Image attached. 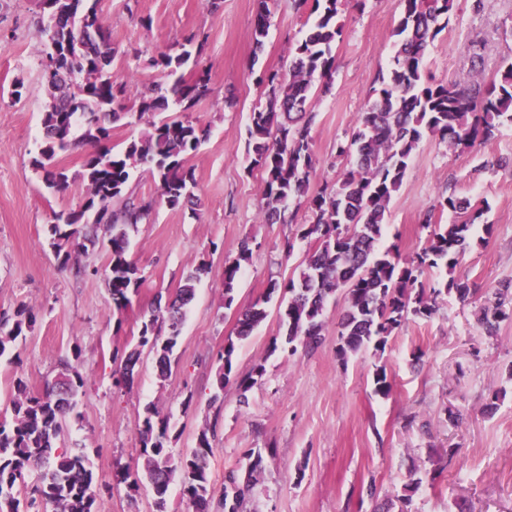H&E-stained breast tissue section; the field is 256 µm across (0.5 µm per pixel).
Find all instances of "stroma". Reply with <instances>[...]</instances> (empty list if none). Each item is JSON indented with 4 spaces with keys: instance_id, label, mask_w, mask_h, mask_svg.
Listing matches in <instances>:
<instances>
[{
    "instance_id": "obj_1",
    "label": "stroma",
    "mask_w": 512,
    "mask_h": 512,
    "mask_svg": "<svg viewBox=\"0 0 512 512\" xmlns=\"http://www.w3.org/2000/svg\"><path fill=\"white\" fill-rule=\"evenodd\" d=\"M254 10V0H99L118 80L159 81L149 59L201 31L208 35L206 49L183 71L208 70L214 89L191 113L210 130L187 158L199 211L170 209L147 171L134 174L136 193L157 204L154 222L131 234L130 257L144 282L120 321L105 285L106 248L82 254L85 272L77 277L48 244L53 214L77 207L84 190L74 184L51 192L32 168L48 99L40 0H0V317H14L23 305L37 314L13 360L0 359V412L10 407L16 379L39 391L60 361L81 349L82 417L67 420L61 442L84 449L102 481L98 512H155L149 487L133 494L108 485L116 467L139 463L135 425L150 406L169 416L174 454L194 448L201 430L213 432L210 512H224V476L244 467L248 448L262 452L265 470L242 512H373L371 484L383 499L410 495L408 512H512V321L486 336L477 321L483 294L465 304L445 296L431 318L404 322L383 356L368 352L345 363L336 358L343 296L327 304L321 346L292 356L271 348L281 333L279 301L271 299L267 318L239 341L234 362L240 375L263 364L261 381L244 397L232 385L215 395L219 354L236 335L240 311L270 282L288 279L307 249L299 241L286 255L294 224L259 221L261 177L250 167L245 142L249 115L266 100L258 78L287 67L308 12L296 9L294 0H272L269 34L259 49L252 37ZM401 16L398 0H346L333 84L314 107L318 164L311 191L339 177L344 163L337 147L350 140L379 72L390 68ZM477 41L488 47L483 75L492 79L503 58L512 57V0H483L478 10L473 0H456L447 29L427 51L425 73L441 82L459 78L470 68ZM17 83L23 86L18 100L10 95ZM494 157L512 158V124L501 127L491 144L465 152L424 140L391 200L384 244H397L412 258L429 244L424 218L440 201L451 194L484 200L489 208L481 221L493 225V233L466 251L457 271L484 290L512 283V167L491 165ZM246 238L253 256L228 308L224 263ZM203 261L209 272L187 308L170 374L159 377L146 351L131 387L114 388L113 351L133 347L157 300L173 299L189 270ZM381 363L393 381L386 399L373 391ZM451 448L458 454L450 459Z\"/></svg>"
}]
</instances>
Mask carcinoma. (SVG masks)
<instances>
[{
    "label": "carcinoma",
    "instance_id": "cac0c4a2",
    "mask_svg": "<svg viewBox=\"0 0 512 512\" xmlns=\"http://www.w3.org/2000/svg\"><path fill=\"white\" fill-rule=\"evenodd\" d=\"M98 0H41L40 25L46 35L44 60L63 75L64 91L50 90L40 116L43 146L33 168L46 188L67 190L76 181L86 189L75 209L55 214L49 225L50 244L74 275L84 273L79 257L99 243V231L107 236L109 264L106 285L113 312L122 315L131 296L143 283L140 270L129 257V229L151 221L155 206L130 188L133 172L146 169L158 182L160 197L171 208L193 203L194 173L186 167L189 154L209 136V129L194 123L189 111L212 93L209 74L200 71L190 80L181 73L192 54H201L206 40L191 34L179 50L169 48L151 59L163 81L133 89L112 76L115 50L97 10ZM402 17L395 29L394 54L388 74H379L375 98L358 114L350 143L337 148L346 168L336 186L316 194L309 191L310 174L316 169L311 113L316 97L315 77L330 79L335 70L333 49L342 34L339 14L342 0H315L313 24L291 47L288 73H267L262 79L267 100L249 116L246 153L251 166L262 175L261 220L265 224H292L294 204L308 213V222L296 225V237L311 240L292 276L270 284L268 295L240 312L237 339L250 336L263 322L271 295L281 294L280 326L283 334L272 340V350L293 355L302 348L313 352L322 344L325 310L330 297L344 295L346 310L337 325L336 356L347 363L367 350L383 355L389 338L409 317L430 318L443 295H455L465 303L482 291L466 275L456 274L459 258L470 248L475 223L484 207L468 198L448 196L439 203L450 222L424 223L431 228L429 245L415 258H402L397 245L384 250L378 245L385 235L387 213L400 190L406 171L428 136L451 151L486 146L499 128L512 124V63L498 77L485 82L474 53L471 68L449 82H436L425 74L422 59L427 48L448 27L455 0H399ZM271 11L268 0H255L253 40L260 49L268 36ZM180 114L159 118L170 106ZM145 121L146 129L116 151L111 145L112 126L130 116ZM89 144L75 173L58 164V156ZM252 259L249 240L240 243L237 257L224 265V305L231 307L242 266ZM444 268L446 277L432 285L417 286L426 268ZM206 263L185 277L175 299L142 322L137 344L124 353L114 378L117 387L129 388L143 348L153 353L160 377H167L181 333L185 308L195 295L196 284L208 273ZM512 317V286L488 292L478 322L492 336L499 324ZM36 320L33 309L17 310L13 321L0 320V358ZM235 339V340H237ZM228 339L216 372L217 401L224 388L233 385L244 394L262 379L258 364L246 375L234 371L236 343ZM86 385L79 365L60 362L55 378L45 382L42 393L32 395L17 381L10 399L11 416L0 418V512H22L21 503L32 506L41 499L53 512H96V477L81 448H61L58 439L63 421L79 417L80 396ZM393 390L386 368L374 373V393L387 398ZM142 467L115 472L113 482L138 490L150 487L156 512H167V492L179 480L182 496L191 512H208L212 484L208 459L212 438L204 429L196 447L173 456L169 417L147 408L135 424ZM246 477L234 469L224 476V512H241L246 496L263 470L260 452L250 448ZM39 481L28 484L31 473Z\"/></svg>",
    "mask_w": 512,
    "mask_h": 512
}]
</instances>
